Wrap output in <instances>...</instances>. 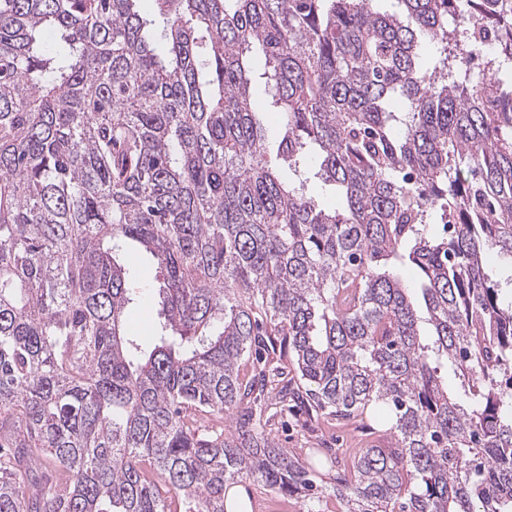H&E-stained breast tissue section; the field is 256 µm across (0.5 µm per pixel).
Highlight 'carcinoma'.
I'll list each match as a JSON object with an SVG mask.
<instances>
[{"label": "carcinoma", "mask_w": 512, "mask_h": 512, "mask_svg": "<svg viewBox=\"0 0 512 512\" xmlns=\"http://www.w3.org/2000/svg\"><path fill=\"white\" fill-rule=\"evenodd\" d=\"M140 2L0 0V512H226L247 480L320 512L272 435L288 399L388 411L336 512H512L485 267L512 260V0ZM132 242L160 270L149 350ZM158 306L153 308L147 305L133 306L129 312V324L134 333L150 344L154 334L155 319Z\"/></svg>", "instance_id": "obj_1"}]
</instances>
